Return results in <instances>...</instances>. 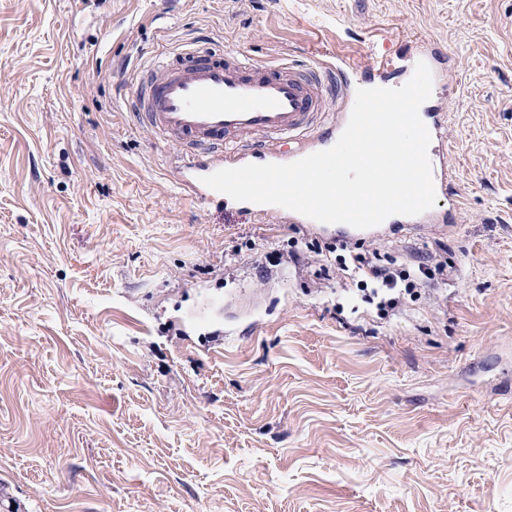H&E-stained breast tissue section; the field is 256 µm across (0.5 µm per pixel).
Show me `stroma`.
Segmentation results:
<instances>
[{
  "label": "stroma",
  "instance_id": "35a3bbf8",
  "mask_svg": "<svg viewBox=\"0 0 512 512\" xmlns=\"http://www.w3.org/2000/svg\"><path fill=\"white\" fill-rule=\"evenodd\" d=\"M196 40L356 85L446 49L452 222L183 193L129 102ZM342 246L454 269L382 318ZM0 512H512V0H0ZM243 204V211L248 213L249 215H271V216H280L287 215L288 218L295 224H307V228L309 230H313L315 232L327 235H340L343 238H353V237H376L382 231V226L384 224H445L448 221V216L446 213H442L433 208L429 209L426 212H423L418 215L408 216V215H392L388 217L382 224L379 226L359 230L353 228L347 224L336 223V224H326L315 221L308 217H305L297 212L285 209L283 207L277 205L270 204H254L250 202H241Z\"/></svg>",
  "mask_w": 512,
  "mask_h": 512
}]
</instances>
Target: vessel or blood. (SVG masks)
<instances>
[{
	"label": "vessel or blood",
	"mask_w": 512,
	"mask_h": 512,
	"mask_svg": "<svg viewBox=\"0 0 512 512\" xmlns=\"http://www.w3.org/2000/svg\"><path fill=\"white\" fill-rule=\"evenodd\" d=\"M141 90L132 103L139 123L175 145L183 160L178 182L189 195L208 200L216 192L204 176L262 160L287 164L324 150L345 129L350 114L346 83H330L313 69L266 65L233 54L223 57L206 45L182 52L161 72L148 69L139 78ZM336 111L328 113V97ZM421 118L431 135L428 150L436 190H443L450 172L440 153L444 115L425 112ZM251 215H288L296 224L327 235L375 237L380 227L359 231L343 223L326 224L285 212L270 204L244 203ZM448 217L437 209L418 215H393V224H443Z\"/></svg>",
	"instance_id": "b4317fda"
}]
</instances>
